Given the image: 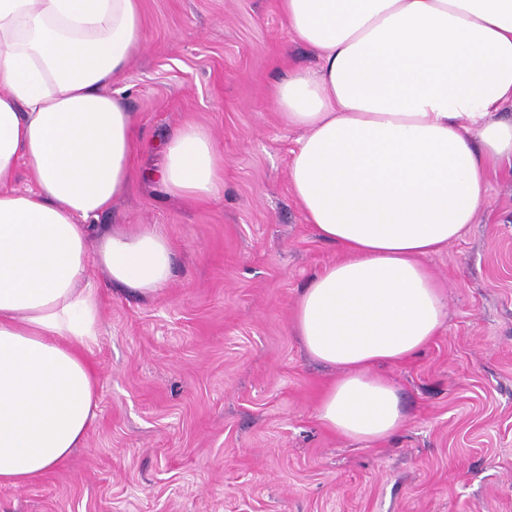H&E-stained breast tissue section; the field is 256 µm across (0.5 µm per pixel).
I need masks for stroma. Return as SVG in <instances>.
<instances>
[{
	"instance_id": "35a3bbf8",
	"label": "stroma",
	"mask_w": 512,
	"mask_h": 512,
	"mask_svg": "<svg viewBox=\"0 0 512 512\" xmlns=\"http://www.w3.org/2000/svg\"><path fill=\"white\" fill-rule=\"evenodd\" d=\"M141 12L148 42L112 86L134 115L138 176L97 227L159 228L172 278L142 298L92 270L98 416L61 464L1 486L0 512H512V164L490 174L476 223L423 260L448 315L419 355L381 369L404 427L379 443L339 438L317 406L342 371L291 328L339 251L294 198L302 132L272 97L317 56L278 0H141ZM186 123L223 155L218 201L170 196L154 176Z\"/></svg>"
}]
</instances>
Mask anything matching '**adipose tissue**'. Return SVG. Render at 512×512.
I'll use <instances>...</instances> for the list:
<instances>
[{
    "label": "adipose tissue",
    "mask_w": 512,
    "mask_h": 512,
    "mask_svg": "<svg viewBox=\"0 0 512 512\" xmlns=\"http://www.w3.org/2000/svg\"><path fill=\"white\" fill-rule=\"evenodd\" d=\"M318 67L280 82L301 128L288 167L313 233L338 246L301 292L293 329L343 368L320 421L374 443L404 425L382 366L438 334L446 300L422 256L476 221L489 173L512 161V0H278ZM140 0H0V486L24 487L81 445L96 418L101 292L92 269L143 296L169 284L157 229L93 223L135 182L132 112L111 86L144 45ZM28 188L17 189L20 176ZM167 193L218 200L212 134L182 126L159 172Z\"/></svg>",
    "instance_id": "adipose-tissue-1"
}]
</instances>
